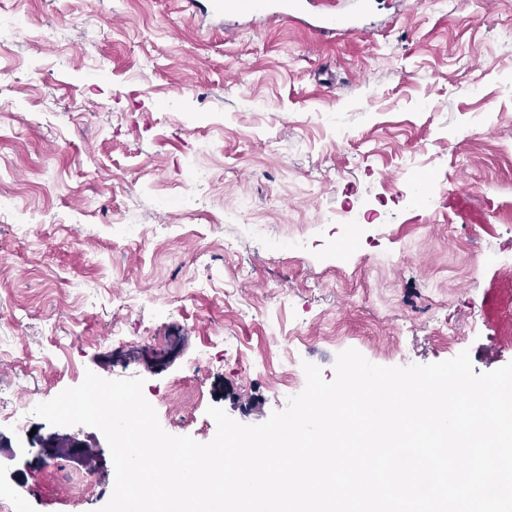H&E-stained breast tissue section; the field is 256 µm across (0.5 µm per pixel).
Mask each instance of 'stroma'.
Wrapping results in <instances>:
<instances>
[{"label": "stroma", "mask_w": 512, "mask_h": 512, "mask_svg": "<svg viewBox=\"0 0 512 512\" xmlns=\"http://www.w3.org/2000/svg\"><path fill=\"white\" fill-rule=\"evenodd\" d=\"M0 384L15 401L140 377L201 443L263 423L356 349L512 362V0H372L333 45L180 0H0ZM213 182L194 204L189 168ZM430 209L404 197L413 171ZM347 216L327 224V212ZM0 422L15 512H97L99 430Z\"/></svg>", "instance_id": "35a3bbf8"}]
</instances>
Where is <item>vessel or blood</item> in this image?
<instances>
[{"label":"vessel or blood","instance_id":"obj_1","mask_svg":"<svg viewBox=\"0 0 512 512\" xmlns=\"http://www.w3.org/2000/svg\"><path fill=\"white\" fill-rule=\"evenodd\" d=\"M212 13L225 20V32H233L237 18L275 19L304 24L318 39L362 36L369 28L363 18L368 6L349 12L338 8L336 0H210Z\"/></svg>","mask_w":512,"mask_h":512}]
</instances>
